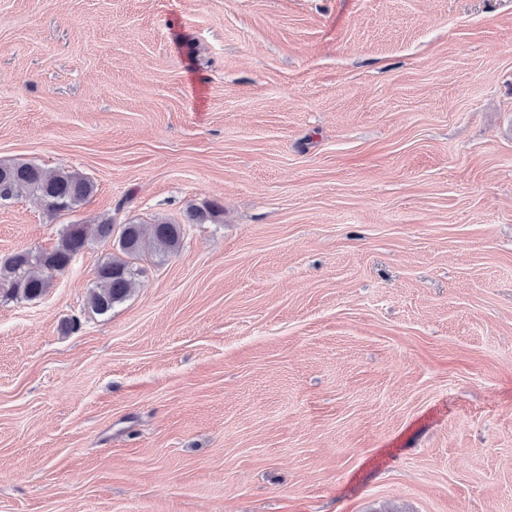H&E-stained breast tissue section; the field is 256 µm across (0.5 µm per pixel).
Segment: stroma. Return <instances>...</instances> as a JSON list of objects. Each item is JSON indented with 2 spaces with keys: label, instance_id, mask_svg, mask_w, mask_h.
I'll return each mask as SVG.
<instances>
[{
  "label": "stroma",
  "instance_id": "stroma-1",
  "mask_svg": "<svg viewBox=\"0 0 512 512\" xmlns=\"http://www.w3.org/2000/svg\"><path fill=\"white\" fill-rule=\"evenodd\" d=\"M14 161L185 230L0 301V512H512V0H0ZM138 274L139 270L130 261L110 254L95 268L89 304L101 314L108 312L131 293Z\"/></svg>",
  "mask_w": 512,
  "mask_h": 512
}]
</instances>
